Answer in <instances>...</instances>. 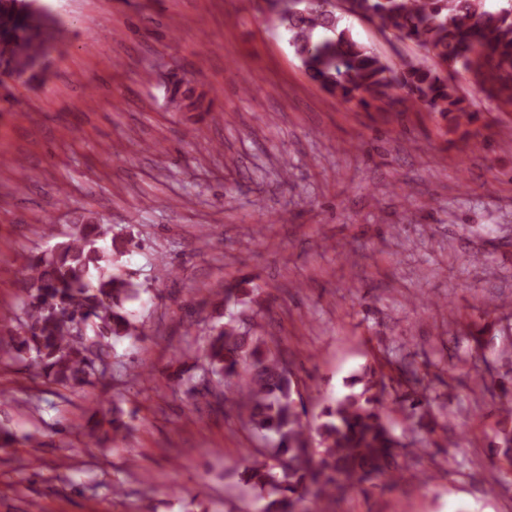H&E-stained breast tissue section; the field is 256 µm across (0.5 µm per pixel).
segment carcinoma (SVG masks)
<instances>
[{
  "label": "carcinoma",
  "instance_id": "cac0c4a2",
  "mask_svg": "<svg viewBox=\"0 0 512 512\" xmlns=\"http://www.w3.org/2000/svg\"><path fill=\"white\" fill-rule=\"evenodd\" d=\"M292 0L278 17L289 44L310 78L344 103L391 109L399 88L416 106L433 113L445 132L466 144L474 114L448 70L470 75L489 98L512 105V0L492 7L487 0ZM26 0H0V71H13L26 85L39 81L35 59L47 57L50 22L31 18ZM379 23L400 42L410 41L443 69L418 58L397 66L355 39L345 17ZM176 112H208L213 100L189 82L167 89ZM138 246L112 234V226L89 218L68 240L22 271L24 319L16 340L19 352L33 355L38 376L72 388L106 377L104 347L111 340L139 338L143 332L125 304L140 291L120 259ZM254 290L226 288L224 307L253 301ZM202 378L216 377L232 394L245 423L273 443L272 463L255 461L239 475L245 489L265 491L258 512H312L306 503L331 498L336 490L401 477L397 458L406 445L396 434L393 406L411 428L437 425L432 402L421 390L423 377L407 364L393 376L366 366L331 398L303 397L290 362L265 337L232 312L209 327L201 349ZM248 367L241 378L240 369ZM495 434L497 448L512 465V393L503 390ZM111 433H99L102 423ZM129 431L119 415H102L85 432L96 446Z\"/></svg>",
  "mask_w": 512,
  "mask_h": 512
}]
</instances>
